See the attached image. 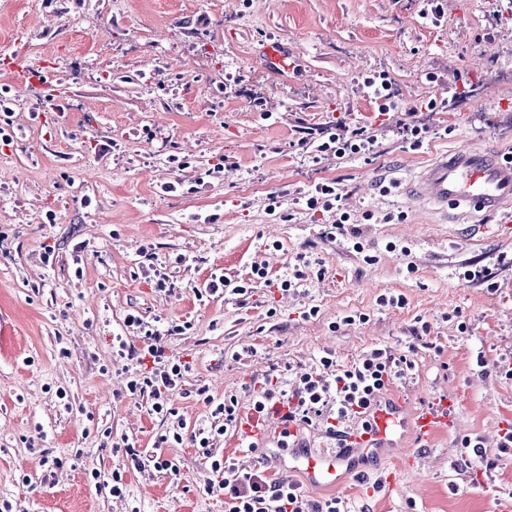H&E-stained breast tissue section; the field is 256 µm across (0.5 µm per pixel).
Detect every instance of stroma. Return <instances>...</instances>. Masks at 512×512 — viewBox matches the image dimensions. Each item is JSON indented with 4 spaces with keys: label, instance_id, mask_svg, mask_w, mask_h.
Wrapping results in <instances>:
<instances>
[{
    "label": "stroma",
    "instance_id": "obj_1",
    "mask_svg": "<svg viewBox=\"0 0 512 512\" xmlns=\"http://www.w3.org/2000/svg\"><path fill=\"white\" fill-rule=\"evenodd\" d=\"M423 22L421 0H0V50L21 43L50 60L67 90L63 112L10 90L14 135L0 148V503L12 512H224L192 435L211 421L209 400L384 348L415 367L386 398L407 417L440 395L454 427L427 437L406 428L397 449L358 460L339 485L315 489L288 469L282 448H246L214 437L215 457L292 480L304 499L338 497L352 512H496L512 499V227L477 212L467 223L408 205L391 186L432 155L462 145L512 148V11L503 0H439ZM277 44L288 67L272 72L262 49ZM385 72L402 90V114H380L363 92ZM458 99L446 101V92ZM445 109L426 112L429 100ZM427 118L439 132L411 150L397 119ZM383 128L373 156L312 162L299 141L326 123ZM110 143L107 153L96 145ZM186 168L171 163V156ZM338 181L360 224L364 253L324 234L330 216L297 204L299 191ZM180 182L177 192L161 185ZM276 215H268L270 199ZM395 213L387 223L365 212ZM394 251H387V244ZM322 277L300 291L280 286L298 254ZM186 263H177V256ZM268 280L245 297H198L211 274ZM163 267L167 288L144 275ZM493 273L495 288L463 280ZM403 295L400 307L381 295ZM316 316H307L308 307ZM469 324L460 333L453 312ZM361 312L363 323L343 324ZM166 328V353L189 363L170 404L152 414L126 387L141 366L113 362L128 314ZM483 352L489 367L472 359ZM66 391L59 400L58 391ZM181 441L161 442L175 420ZM496 463L470 466L464 438ZM129 440L141 469L129 468ZM60 458L49 469L46 461ZM179 472L157 470L155 458ZM120 472L124 497L89 482Z\"/></svg>",
    "mask_w": 512,
    "mask_h": 512
}]
</instances>
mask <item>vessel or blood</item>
Segmentation results:
<instances>
[{"label": "vessel or blood", "instance_id": "vessel-or-blood-1", "mask_svg": "<svg viewBox=\"0 0 512 512\" xmlns=\"http://www.w3.org/2000/svg\"><path fill=\"white\" fill-rule=\"evenodd\" d=\"M12 54L0 56V62L11 64ZM12 66V64H11ZM12 86L16 89L40 88L46 97H58V86L49 73L29 71L12 66ZM407 203L441 214L490 210L502 221L512 222V155L503 152L462 146L451 154L433 158L400 191ZM449 400L443 399L419 411L416 424L419 433L432 432L441 424H451ZM366 417L371 423L367 432L353 431L348 451L311 453L293 447L288 459L291 470L301 472L309 487L324 489L340 484L351 473L352 456L372 457L380 449L396 445L395 436L405 426L401 402L386 399L371 403ZM283 426L277 413L258 417L254 412L241 413L239 433L253 437L256 447L276 443Z\"/></svg>", "mask_w": 512, "mask_h": 512}]
</instances>
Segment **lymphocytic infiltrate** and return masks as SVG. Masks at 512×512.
<instances>
[{"label": "lymphocytic infiltrate", "mask_w": 512, "mask_h": 512, "mask_svg": "<svg viewBox=\"0 0 512 512\" xmlns=\"http://www.w3.org/2000/svg\"><path fill=\"white\" fill-rule=\"evenodd\" d=\"M376 142V136L366 127L336 123L310 129L301 145L312 159L318 160L328 154L367 158L373 155ZM303 200L307 210L333 214V229L348 231L353 249L362 251L361 232L350 222L351 215L342 204L338 182L313 184ZM124 324L137 333L140 342L134 345L124 337H114L117 355L127 360L152 362L150 371L128 381L130 394L148 395L152 413L170 414L169 395L179 389L189 366L166 354L161 336L184 333V325L175 322L162 331L135 314L127 315ZM320 364L321 371L301 374L294 388L286 390L270 384L253 397L251 406L259 413L277 405L284 407L281 420L288 431L282 436L281 447H290L292 428L304 425L324 426L334 438L352 426L368 429L365 408L391 383L406 379L414 367L407 356H397L383 348L371 349L346 365L327 354L321 357ZM210 467L224 476L220 488L224 492L226 512H343L345 508L344 501L338 498L323 504L305 500L295 483L270 479L260 471L243 470L229 457L211 460Z\"/></svg>", "instance_id": "f902f5d3"}]
</instances>
